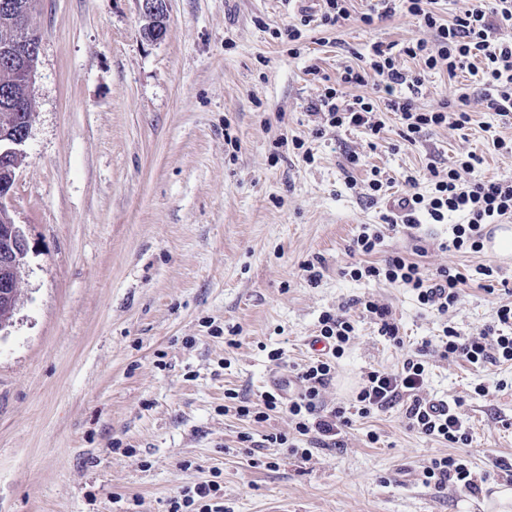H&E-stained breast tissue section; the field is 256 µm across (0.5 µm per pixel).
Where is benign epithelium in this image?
<instances>
[{"mask_svg": "<svg viewBox=\"0 0 512 512\" xmlns=\"http://www.w3.org/2000/svg\"><path fill=\"white\" fill-rule=\"evenodd\" d=\"M142 17L148 23L149 35L152 42L164 40L167 34V0H138ZM34 0H18L10 9L6 20L9 22L13 37L0 43V53L14 59L19 66L12 74L19 78L27 88L29 97H34L36 67L28 64V59L37 57L40 53L41 34L28 26V17L33 8ZM31 122H26L21 133L0 136V161L6 163L21 156V146L30 136ZM12 181H0V213L6 215L5 223L9 224L13 248L20 258L28 253L27 238L22 227L16 223L10 213Z\"/></svg>", "mask_w": 512, "mask_h": 512, "instance_id": "1", "label": "benign epithelium"}]
</instances>
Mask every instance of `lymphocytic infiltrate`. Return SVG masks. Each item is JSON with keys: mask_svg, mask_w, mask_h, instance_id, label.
Masks as SVG:
<instances>
[{"mask_svg": "<svg viewBox=\"0 0 512 512\" xmlns=\"http://www.w3.org/2000/svg\"><path fill=\"white\" fill-rule=\"evenodd\" d=\"M437 0H377L361 23L368 28L383 22L403 6L418 26L432 32V39L413 38L401 49L381 42L373 43L365 65L348 67L337 87L324 88L311 103L314 114L333 128H360L371 138H379L385 113L397 116L401 136L409 143L419 142L432 128L451 124L464 129L471 121L472 104L505 119H512V0H473L469 9L444 20L435 9ZM422 57L428 70H446L449 76L480 62L478 82L480 95L458 94L456 100L441 103L432 109L416 104L425 77L400 69L396 54ZM349 87L358 88L356 96H346ZM481 159L474 153L453 158L446 170L429 166L428 193L417 190L419 180L407 175L406 193L398 201L404 226L417 224L420 215H427L435 224L444 223L448 215H463V223L454 225L451 248L458 252H480L488 225L512 215V179L473 180L469 174ZM483 281L496 282L499 271L491 265L477 266L468 272L443 265L427 272L402 256H388L383 264L353 265L351 277L384 280L411 289L420 305L446 315L460 300V287L471 274ZM355 327L344 312L325 313L319 319V338L327 351L305 364L294 375L296 393L287 396L276 388L263 392L257 401L235 407L238 416L261 424L281 411L288 412L298 435L311 439L322 448L341 447V435L353 417H368L372 412L405 402V418L411 430L423 437L452 445H468L470 426L455 408L423 398L421 391L427 369L423 360L407 358L395 372L373 370L367 373L349 406L324 410L323 390L336 375V361L344 354ZM424 348L441 357H455L474 366L512 362V306L496 311L494 324L472 336H462L455 329L443 328L441 335L424 341ZM426 481L436 488L453 482L468 491L476 485L462 459L444 456L432 459L424 469Z\"/></svg>", "mask_w": 512, "mask_h": 512, "instance_id": "f902f5d3", "label": "lymphocytic infiltrate"}]
</instances>
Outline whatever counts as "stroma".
<instances>
[{"label": "stroma", "instance_id": "stroma-1", "mask_svg": "<svg viewBox=\"0 0 512 512\" xmlns=\"http://www.w3.org/2000/svg\"><path fill=\"white\" fill-rule=\"evenodd\" d=\"M321 5L168 0V34L151 43L136 0H37L31 131L10 200L29 250L0 331V512H167L183 488L212 479L225 512H494L512 467V363L476 367L422 343L446 325L475 334L512 305V258L446 250L459 215L398 229L382 218L398 215L405 175L430 162L444 170L473 152L474 178H512V154L487 140H512V120L476 105L465 129L438 127L414 145L391 114L375 145L359 128L318 130L309 106L323 85L373 42L422 34L399 12L367 30L359 18L373 0H347L342 27L314 22L289 41L300 10ZM460 87L480 92L469 72H432L417 102ZM375 169L385 194L373 200ZM364 224L384 233L373 261L491 264L501 280L490 292L463 285L438 315L409 289L350 277ZM365 299L391 309L403 346L379 336ZM341 308L355 337L323 406L349 405L367 372L424 354V397L470 425L460 454L477 492L425 483L428 459L452 449L411 431L400 404L353 418L343 447L306 460L261 445L291 432L287 414L255 424L225 412V392L256 400L281 365L314 358L320 316ZM243 432L255 447L240 446Z\"/></svg>", "mask_w": 512, "mask_h": 512}]
</instances>
